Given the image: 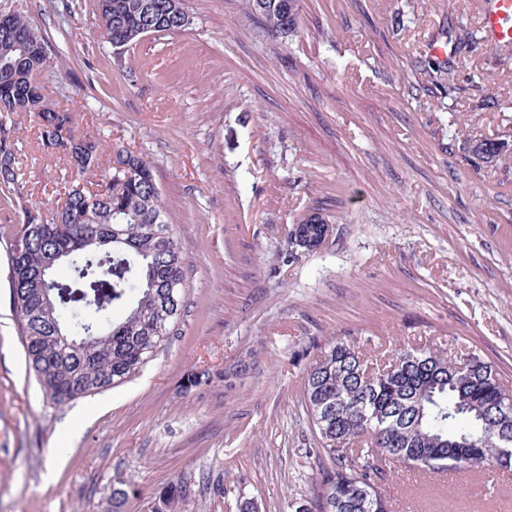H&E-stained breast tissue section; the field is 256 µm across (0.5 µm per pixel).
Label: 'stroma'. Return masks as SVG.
Instances as JSON below:
<instances>
[{
  "label": "stroma",
  "instance_id": "35a3bbf8",
  "mask_svg": "<svg viewBox=\"0 0 512 512\" xmlns=\"http://www.w3.org/2000/svg\"><path fill=\"white\" fill-rule=\"evenodd\" d=\"M299 0L293 36L267 33L244 0H184L185 30L118 50L95 0H0L49 41L52 105L103 158L154 169L190 288L177 331L135 377L58 405L30 372L9 287L8 240L23 220L0 193V512H291L307 492L314 434L304 376L320 346L358 339L370 363L399 345L493 362L512 394V160L459 152L512 141V60L485 40L478 0ZM473 41L455 93L416 97L388 67L437 63L449 26ZM506 96L476 111L481 85ZM13 135L25 200L50 213L72 170L32 116ZM321 210L332 233L288 256V230ZM209 371L192 387L190 372ZM80 420L76 437L66 423ZM70 450L55 461L53 451ZM395 512H512V475L400 472ZM467 132V128L461 124L452 134V140H456L463 151L486 159V162L490 164L502 162L512 157V148L509 140H478L472 138Z\"/></svg>",
  "mask_w": 512,
  "mask_h": 512
}]
</instances>
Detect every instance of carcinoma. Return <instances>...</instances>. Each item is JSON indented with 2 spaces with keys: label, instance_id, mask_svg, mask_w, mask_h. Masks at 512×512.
I'll return each mask as SVG.
<instances>
[{
  "label": "carcinoma",
  "instance_id": "1",
  "mask_svg": "<svg viewBox=\"0 0 512 512\" xmlns=\"http://www.w3.org/2000/svg\"><path fill=\"white\" fill-rule=\"evenodd\" d=\"M264 29L295 31L298 0H245ZM102 37L115 48L146 34L183 30V0H97ZM51 65L47 41L18 13L0 15V188L22 198L12 140L14 117L34 116L39 139L69 160L75 175L61 210L24 208L9 243L10 294L29 367L56 404L119 386L150 362L184 314V259L152 166L118 151L102 167L98 144L76 135L70 112L47 107L40 77ZM477 108L497 104L502 85L482 86ZM452 139L489 163L512 157V142L478 140L459 126ZM100 189H84L87 175ZM64 264L42 275L45 261ZM316 433L305 457V512H392L383 486L391 465L423 475L478 469L500 460L512 439V400L495 364L470 354L458 368L437 350L403 348L372 368L350 336L319 350L304 379Z\"/></svg>",
  "mask_w": 512,
  "mask_h": 512
}]
</instances>
